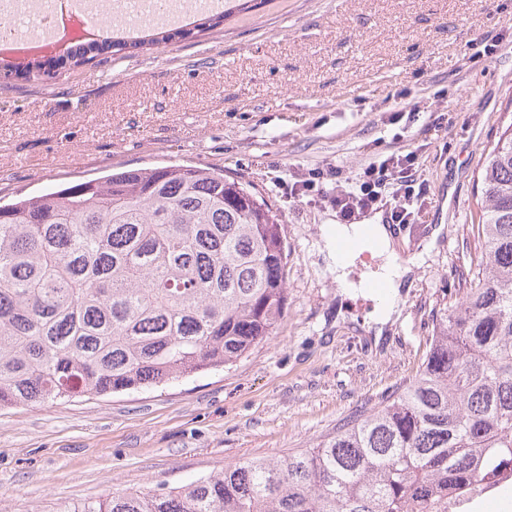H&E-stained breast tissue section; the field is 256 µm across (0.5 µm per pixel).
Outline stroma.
Masks as SVG:
<instances>
[{"label":"stroma","mask_w":512,"mask_h":512,"mask_svg":"<svg viewBox=\"0 0 512 512\" xmlns=\"http://www.w3.org/2000/svg\"><path fill=\"white\" fill-rule=\"evenodd\" d=\"M512 124V0H266L133 58L21 82L0 70V202L112 168L217 166L277 209L287 313L224 370L159 389L0 409V512H63L170 490L311 447L412 381L441 303L481 257L485 152ZM412 151L427 188L395 224L410 262L381 342L321 253L331 199L378 155ZM328 173L322 195L298 175Z\"/></svg>","instance_id":"1"}]
</instances>
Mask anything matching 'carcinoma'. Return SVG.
I'll return each instance as SVG.
<instances>
[{
    "instance_id": "carcinoma-1",
    "label": "carcinoma",
    "mask_w": 512,
    "mask_h": 512,
    "mask_svg": "<svg viewBox=\"0 0 512 512\" xmlns=\"http://www.w3.org/2000/svg\"><path fill=\"white\" fill-rule=\"evenodd\" d=\"M145 42L77 43V68ZM25 82L40 61L5 63ZM484 251L419 375L313 448L64 512H430L512 462V124L482 171ZM283 220L214 167L117 170L0 205V409L137 391L231 365L287 310Z\"/></svg>"
}]
</instances>
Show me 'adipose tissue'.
Listing matches in <instances>:
<instances>
[{"label":"adipose tissue","instance_id":"obj_1","mask_svg":"<svg viewBox=\"0 0 512 512\" xmlns=\"http://www.w3.org/2000/svg\"><path fill=\"white\" fill-rule=\"evenodd\" d=\"M360 230L361 227L357 224H330L325 229V251L336 272V282L341 293L348 297L363 289L362 284L350 282L348 279V269L358 258L360 250L345 252L341 250L340 244L345 240L357 239ZM370 232L371 238L369 241L363 242L361 250H367L372 256L380 258L381 265L376 276L388 287L386 297L378 299L370 320L383 325L396 311L400 290L411 269L397 263L395 248L385 225L379 223L371 225Z\"/></svg>","mask_w":512,"mask_h":512}]
</instances>
